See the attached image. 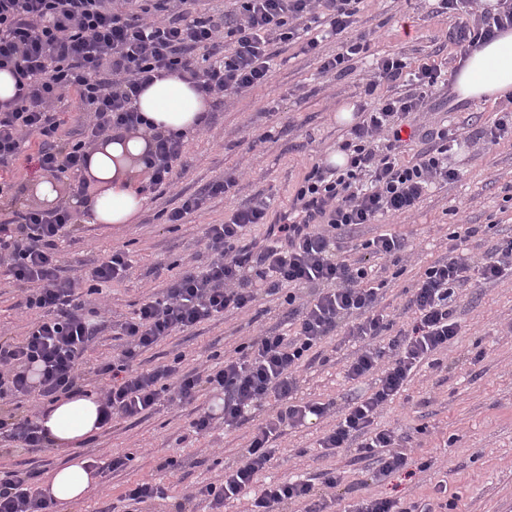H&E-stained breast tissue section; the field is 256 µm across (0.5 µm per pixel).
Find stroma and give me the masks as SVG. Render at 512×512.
Masks as SVG:
<instances>
[{"label":"stroma","instance_id":"obj_1","mask_svg":"<svg viewBox=\"0 0 512 512\" xmlns=\"http://www.w3.org/2000/svg\"><path fill=\"white\" fill-rule=\"evenodd\" d=\"M454 22V14L439 13L436 0H361L352 32L364 37L367 50L363 58L352 61L348 74L336 78L321 74L319 59L303 52L301 40L277 45L268 83L225 98L209 126L188 135L186 172L173 189L146 202L134 223H91L71 182L55 180L58 202L70 205L83 227L58 244L64 276L84 280L92 259L116 249L127 252L131 260L126 277L86 301L108 323L91 344L88 362L111 356L117 345L112 323L132 316L144 298L160 293L184 271L205 267L209 259L205 225L224 222L260 192L272 197L271 220L288 211L304 175L348 141L350 127L338 122L336 114L364 101L362 83L373 58L400 52L412 64L428 61L453 73L464 54L446 37ZM510 111L512 98L462 101L450 82L440 84L414 124L445 126L455 133L459 145L449 162L460 170V179L437 186L408 215L386 216L351 233L354 244L384 231L406 238L405 271L388 278L379 299L380 309L396 324L407 322L412 288L428 265L447 256L449 236L457 225L475 228L468 247L477 259L487 256L499 239L512 236V135H502L488 148L473 137L476 129L492 126L501 113ZM221 178L233 179L230 192L209 200L204 210L184 223H166L165 211ZM24 296L22 288L0 277V336L18 341L26 336L33 316L22 306ZM261 306L266 314L260 318L231 310L170 337L143 352L140 364L149 369L180 354L184 369L199 367L211 352L232 349L241 338L279 324L276 301L268 298ZM454 307L461 330L442 357L443 368L422 367L405 395L377 419L383 426H426L427 434L413 443L414 452L439 455L444 461L441 471L371 481L368 463L348 455L324 456L318 441L334 425L330 417L287 430L278 441L281 455L269 477L313 476L335 468L345 472L348 483L357 485L359 496L415 500L432 499L436 485L443 482L448 495L457 499V512H512V273L460 288ZM358 349V342L341 335L327 339L324 360L303 372L304 398L321 402L333 398L341 404L367 390L368 382H353L345 372ZM214 405L208 395L183 408L164 403L89 438L77 450L87 461L101 462L123 452L133 453L134 458L127 470L107 474L104 486L92 488L81 502L55 505L54 512H105L110 506L128 512L129 503L120 499L125 487L156 472L169 499L156 502L152 512H170L173 501L215 479L248 444L254 428L250 422L236 430L219 427L205 436L189 435L190 421ZM169 455L180 458L181 468L159 471L160 462ZM67 460V452L50 447L14 450L12 441L0 434L2 472L35 471L44 477Z\"/></svg>","mask_w":512,"mask_h":512}]
</instances>
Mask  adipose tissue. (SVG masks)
Segmentation results:
<instances>
[{"instance_id": "obj_1", "label": "adipose tissue", "mask_w": 512, "mask_h": 512, "mask_svg": "<svg viewBox=\"0 0 512 512\" xmlns=\"http://www.w3.org/2000/svg\"><path fill=\"white\" fill-rule=\"evenodd\" d=\"M459 99L485 102L512 93V30L474 49L452 75ZM137 107L166 134H189L203 125L208 103L192 84L169 75L154 82L139 97ZM150 140L139 132L122 133L96 146L89 154L85 179L98 189L87 204L92 223L130 224L146 203L136 186ZM98 395H64L40 415L38 423L48 445L72 451L71 460L50 472L42 483L59 503L74 505L85 497L94 480L85 461L74 451L99 432Z\"/></svg>"}]
</instances>
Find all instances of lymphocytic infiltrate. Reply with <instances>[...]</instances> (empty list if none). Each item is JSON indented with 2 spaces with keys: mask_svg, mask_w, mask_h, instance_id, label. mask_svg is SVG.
Segmentation results:
<instances>
[{
  "mask_svg": "<svg viewBox=\"0 0 512 512\" xmlns=\"http://www.w3.org/2000/svg\"><path fill=\"white\" fill-rule=\"evenodd\" d=\"M127 2L0 0V70H10L17 86L14 98L0 104V210L8 214L0 222V267L11 283L28 286L25 307L39 316L23 340L0 336V379L8 381L0 400L52 401L78 390L86 379L85 355L100 330L97 310L72 312L75 283L63 277L56 252L61 230L78 228V219L64 204L48 210L23 204L15 181L19 160L65 178L86 165L96 140L139 130L152 140L143 189L162 192L184 169V139L155 132L134 106L156 79L178 76L221 107L225 97L267 83L274 46L297 38L296 23L304 18L326 22L327 36L337 43L335 54L322 61V73H345L365 50L361 39L348 35L360 0H235L219 18L193 13L196 0H139L134 11ZM471 2L439 0V9L459 14L448 31L453 44L470 49L512 29V0H498L496 10L469 18L462 11ZM200 49L209 51L212 63L200 64ZM407 67L399 54L376 59L364 89L370 102L342 146L344 165L313 166L282 223H269L271 198L261 193L224 223L207 225L205 269L185 273L162 295L142 303L117 328L123 338L119 352L97 365L96 375L107 379L102 425L140 417L164 401L191 405L207 390L222 395L220 412L195 417L191 435L206 434L218 419L228 431L257 420L241 458L215 481L186 492L176 512H196L203 502L218 510L232 498L247 500L250 512H289L294 505L303 512H328L343 499L342 472L329 470L316 480L292 476L259 492L254 483L276 460L275 442L285 431L335 410L339 421L319 441L326 455L355 452L370 462L375 481L439 468L434 455L414 456L413 433L379 427L376 417L405 392L419 367L441 366V353L460 332L453 308L457 288L472 279V270L480 284L512 271V237L497 241L478 264L466 246L474 229L460 225L447 259L420 276L408 302L413 317L393 336L387 314L377 308L370 267L338 259L344 238L357 226L386 214H409L433 185L459 176L448 164L444 127L434 130L432 148L415 160L401 159L402 132L441 77L439 67L423 62L414 73V92L402 98L378 95L380 85L401 81ZM66 126L71 132L65 138ZM258 224L266 227L263 239L246 241L247 230ZM273 295L280 296L293 333L263 330L230 354H211L199 371L181 372L178 356L141 369L142 352L226 310H248ZM341 328L362 344L347 376L373 378L372 391L341 408L332 400L306 401L300 372ZM383 336L387 345H378ZM34 479V473L16 471L0 478V512H49L51 501L34 488ZM456 507L452 499L435 505L373 495L361 498L353 512H455Z\"/></svg>",
  "mask_w": 512,
  "mask_h": 512,
  "instance_id": "f902f5d3",
  "label": "lymphocytic infiltrate"
}]
</instances>
